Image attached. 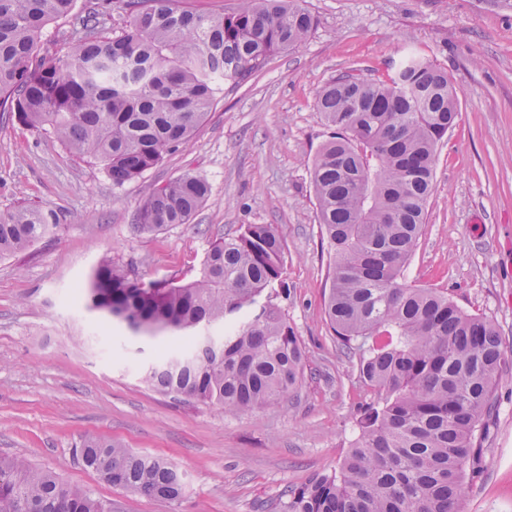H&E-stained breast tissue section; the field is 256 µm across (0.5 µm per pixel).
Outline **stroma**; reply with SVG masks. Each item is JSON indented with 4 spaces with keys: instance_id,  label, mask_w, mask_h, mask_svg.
Returning <instances> with one entry per match:
<instances>
[{
    "instance_id": "35a3bbf8",
    "label": "stroma",
    "mask_w": 512,
    "mask_h": 512,
    "mask_svg": "<svg viewBox=\"0 0 512 512\" xmlns=\"http://www.w3.org/2000/svg\"><path fill=\"white\" fill-rule=\"evenodd\" d=\"M316 26L238 85H224L191 140L121 186L76 159L52 135L0 111V209L47 206L57 235L0 261V456L21 457L112 512H279L287 487L338 470L361 408L374 398L325 315L329 256L318 221L312 163L329 138L317 91L342 73L382 80L417 53L445 68L459 119L437 152L428 222L406 271L499 328L507 372L487 423L476 476L460 512H512V0H305ZM100 11L120 35L125 14L76 0L43 30L42 53L77 44L80 18ZM186 172L210 192L189 224L138 232L149 188ZM248 224L282 233L288 323L306 351L283 402L241 416L154 391L143 373L156 341L112 326L73 299L105 257L143 282L192 280L212 244ZM124 444L173 464L175 502L132 494L85 468L84 437Z\"/></svg>"
}]
</instances>
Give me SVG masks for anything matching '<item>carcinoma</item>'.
Returning <instances> with one entry per match:
<instances>
[{
	"mask_svg": "<svg viewBox=\"0 0 512 512\" xmlns=\"http://www.w3.org/2000/svg\"><path fill=\"white\" fill-rule=\"evenodd\" d=\"M73 6L0 0V107L70 155L98 161L117 186L189 141L218 82L244 80L315 26L304 0H241L214 15L179 0H117L129 17L122 35L95 36V9L82 19L83 43L40 54L45 26ZM316 107L333 129L311 170L330 256L326 316L376 400L357 419L339 470L289 488L281 512H458L465 465L498 410L505 351L491 319L406 276L427 220L437 148L459 117L458 92L447 71L414 54L383 81L336 77L318 91ZM208 196L207 180L185 173L149 192L136 228L188 224ZM59 227L48 207L1 209L0 259ZM285 264L279 230L248 224L212 245L192 281L146 284L105 259L76 297L136 336L172 337L145 383L239 416L280 403L303 372V348L278 302ZM203 326L223 328L218 343L200 338ZM79 458L131 492L176 501L184 491L171 463L119 442L89 437ZM0 512L112 509L22 458L0 457Z\"/></svg>",
	"mask_w": 512,
	"mask_h": 512,
	"instance_id": "1",
	"label": "carcinoma"
}]
</instances>
